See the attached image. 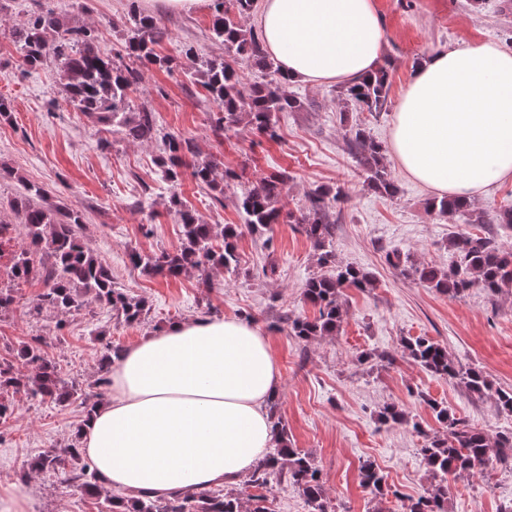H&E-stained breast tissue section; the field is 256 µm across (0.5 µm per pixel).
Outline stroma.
Wrapping results in <instances>:
<instances>
[{"instance_id":"35a3bbf8","label":"stroma","mask_w":512,"mask_h":512,"mask_svg":"<svg viewBox=\"0 0 512 512\" xmlns=\"http://www.w3.org/2000/svg\"><path fill=\"white\" fill-rule=\"evenodd\" d=\"M51 2L67 25L94 29L99 51L109 57L121 49L130 8L142 5V0ZM375 5L385 31L381 58L390 64L389 111L373 117L346 107L336 83L294 81L288 91L303 108L280 113L274 140L244 123L214 132V106L192 78L198 59L224 53L210 37L212 13H162L168 36L157 51L172 62L145 68L129 101L154 112L162 132L192 139L201 156L217 158L225 169L244 170L243 179L225 183L218 201L191 176L176 187L158 179L159 143L132 142L75 109L56 80L55 61L35 71L19 69L12 32L27 22L34 0H0V97L11 106L10 117L0 120V220L14 227L12 241L0 248V282H6L8 256L24 237L10 204L22 184H36L47 189L48 203L82 211L83 241L111 267L118 287L144 299L148 308L135 325L97 304L64 318L47 313L33 319L26 306L41 285L23 283L14 289L15 304L0 312V355L42 337L61 379L78 381L95 395L106 344L126 348L173 322L205 314L252 322L268 336L280 365L278 413L291 445L312 454L336 512H374L378 506L405 512L408 501L430 487L419 450L426 435L443 428L428 400L443 402L455 417L489 434L512 432V415L500 412L492 396H472L459 381L427 373L402 351L404 339L432 338L456 362L481 368L494 386L512 388V289L490 295L475 288L452 299L402 277L386 260L395 249L445 269L455 260L448 240L456 233L485 234L512 247V229L467 225L428 212L432 191L408 178L390 157L385 163L397 192L381 196L367 186L348 147L349 129L360 122L376 141L389 145L391 109L431 55L481 41L512 50V0H375ZM187 46L194 58L185 57ZM277 171L289 176L282 220L269 240L242 232L236 272L210 268L212 285L206 288L195 270L165 278L131 264V250L178 246L180 226L168 207L171 193L205 223L236 224V199L243 189ZM322 185L344 192L331 210L337 260L370 273L375 285L345 289L340 332L305 342L291 335L286 319L314 316L302 288L322 269L313 242L296 231L292 218ZM385 353L391 362H382ZM11 400L12 415L0 421V487L27 496L33 512H105L100 501L83 496L62 475L28 469L30 458L63 447L82 424L80 403H39L21 394ZM389 403L405 409L407 422L380 420ZM367 462L385 477L389 494L383 501L360 481ZM448 482V512H504L512 505V458Z\"/></svg>"}]
</instances>
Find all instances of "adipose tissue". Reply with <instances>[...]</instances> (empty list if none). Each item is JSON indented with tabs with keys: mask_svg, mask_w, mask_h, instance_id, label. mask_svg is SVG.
<instances>
[{
	"mask_svg": "<svg viewBox=\"0 0 512 512\" xmlns=\"http://www.w3.org/2000/svg\"><path fill=\"white\" fill-rule=\"evenodd\" d=\"M257 24L282 72L314 85L368 75L385 38L374 0H261ZM391 150L442 196L512 178V50L470 42L429 57L397 104ZM111 378L80 440L108 488L166 497L231 487L271 446L266 405L281 371L253 323H172L128 347Z\"/></svg>",
	"mask_w": 512,
	"mask_h": 512,
	"instance_id": "1",
	"label": "adipose tissue"
}]
</instances>
